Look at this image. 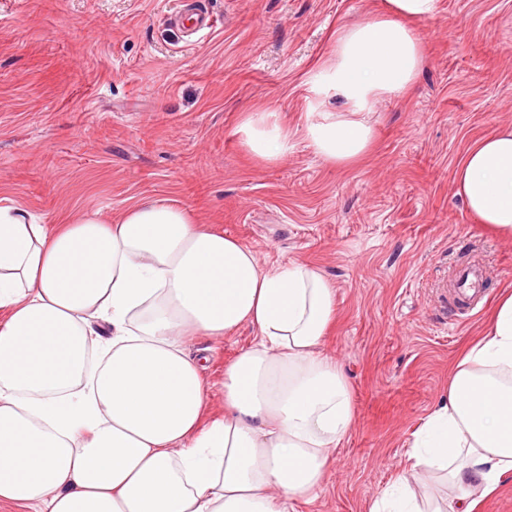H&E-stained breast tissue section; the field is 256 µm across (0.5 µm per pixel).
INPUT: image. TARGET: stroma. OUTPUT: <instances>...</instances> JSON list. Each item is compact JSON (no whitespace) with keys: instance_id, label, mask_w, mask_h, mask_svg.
<instances>
[{"instance_id":"obj_1","label":"stroma","mask_w":512,"mask_h":512,"mask_svg":"<svg viewBox=\"0 0 512 512\" xmlns=\"http://www.w3.org/2000/svg\"><path fill=\"white\" fill-rule=\"evenodd\" d=\"M218 20L197 43L175 0H0V199L48 221L169 198L252 248L261 264L320 267L336 292L323 350L348 381L355 420L324 488L295 512H367L448 387L499 294L512 241L489 233L456 192L465 151L512 125V0H440L417 22L427 60L410 95L372 107L377 138L352 165L314 152L318 67L336 28L382 0H202ZM261 104L292 148L252 157L236 129ZM488 273L461 317L443 289L460 262ZM242 327L188 339L219 382L253 342Z\"/></svg>"}]
</instances>
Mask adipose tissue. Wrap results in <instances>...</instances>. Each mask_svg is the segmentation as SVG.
Instances as JSON below:
<instances>
[{"instance_id": "1", "label": "adipose tissue", "mask_w": 512, "mask_h": 512, "mask_svg": "<svg viewBox=\"0 0 512 512\" xmlns=\"http://www.w3.org/2000/svg\"><path fill=\"white\" fill-rule=\"evenodd\" d=\"M439 0H386L336 32L322 68L315 153L364 156L372 104L412 91L426 59L416 21ZM257 159L286 157L288 128L258 109L237 129ZM469 213L512 238V126L455 169ZM335 290L314 265L260 264L168 198L48 224L0 201V504L24 512H288L323 483L355 417L322 342ZM254 343L224 368V415L187 337L241 327ZM512 474V294L448 378L407 467L368 512H474Z\"/></svg>"}]
</instances>
